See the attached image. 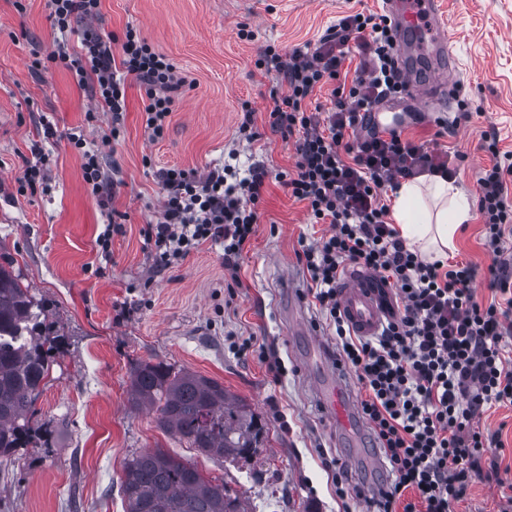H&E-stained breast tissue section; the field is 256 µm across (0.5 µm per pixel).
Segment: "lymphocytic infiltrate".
<instances>
[{"instance_id": "1", "label": "lymphocytic infiltrate", "mask_w": 512, "mask_h": 512, "mask_svg": "<svg viewBox=\"0 0 512 512\" xmlns=\"http://www.w3.org/2000/svg\"><path fill=\"white\" fill-rule=\"evenodd\" d=\"M49 8L54 27L65 32L97 18L101 0H49ZM355 48L362 61L351 83L332 90L330 108L308 111L315 88L337 81ZM393 48L388 17L357 12L342 17L315 46L286 53L265 46L255 66L287 87L273 97L270 125L294 139L298 159L294 172L276 178L305 203L311 223L329 227L319 238L301 240L298 260L308 275L307 296L335 333L337 364L354 373L362 392L359 413L388 463L377 512H455L470 475L484 472L485 454L502 446L499 433L480 427L481 414L512 406V346L506 342L512 335V163L502 162L497 138L485 139L481 148L492 164L478 179V207L491 256L488 287L496 295L486 303L473 287L475 266L423 260L388 220L383 194L400 180L454 174L447 153L401 132L358 134L361 112L406 90ZM121 50L114 56L111 39L88 30L79 53L60 47L32 66H63L78 86H90L116 131L126 111V83L137 82L147 99L145 127L152 140L162 139L174 96L187 80L135 29H126ZM269 176L260 166L243 177L227 167L204 175L159 170L166 193L161 217L142 230L157 269L209 243L222 248L225 270L237 272L258 230ZM349 265L375 272L396 290L395 315L379 336L354 335L341 312L337 285Z\"/></svg>"}]
</instances>
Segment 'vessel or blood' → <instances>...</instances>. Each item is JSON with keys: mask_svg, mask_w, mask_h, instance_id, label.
<instances>
[{"mask_svg": "<svg viewBox=\"0 0 512 512\" xmlns=\"http://www.w3.org/2000/svg\"><path fill=\"white\" fill-rule=\"evenodd\" d=\"M391 19L399 65L406 85V106L374 104L366 114L364 131L379 135L399 128L418 112L433 111L437 101L453 99L458 61L451 46V31L442 22L440 0H382ZM340 304L353 332L377 335L391 320L395 308L390 293L377 276L355 266L347 267L339 283ZM324 410L340 430L356 425L346 387L334 373H326L313 386Z\"/></svg>", "mask_w": 512, "mask_h": 512, "instance_id": "b4317fda", "label": "vessel or blood"}]
</instances>
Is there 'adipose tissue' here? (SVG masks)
<instances>
[{"mask_svg":"<svg viewBox=\"0 0 512 512\" xmlns=\"http://www.w3.org/2000/svg\"><path fill=\"white\" fill-rule=\"evenodd\" d=\"M393 197L391 217L400 237L430 262L447 259L456 231L473 218L467 196L438 175L401 182Z\"/></svg>","mask_w":512,"mask_h":512,"instance_id":"ef3b65f1","label":"adipose tissue"}]
</instances>
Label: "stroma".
Returning <instances> with one entry per match:
<instances>
[{
    "label": "stroma",
    "mask_w": 512,
    "mask_h": 512,
    "mask_svg": "<svg viewBox=\"0 0 512 512\" xmlns=\"http://www.w3.org/2000/svg\"><path fill=\"white\" fill-rule=\"evenodd\" d=\"M48 0H0V260L12 261L23 287L43 307L48 332L62 346L29 417L30 440L13 461L0 463V512H124L119 492L124 465L134 454L161 448L223 481L244 512H374L375 490L386 467L368 429L337 432L311 396L319 367L317 346L335 349L332 331L306 298V276L296 252L300 237L323 232L309 225L306 205L268 180L256 235L238 260L237 275L224 268L221 248L203 244L166 271H157L141 233L159 217L165 192L156 174L179 167L206 173L232 165L294 172L293 141L270 126V90L277 80L254 66L268 44L283 50L318 40L355 11H379V0H101L82 30L120 38L134 28L190 80L177 97L163 139L145 127L146 97L126 87L119 138L111 120L71 73L31 68L33 51L49 53L60 35L48 18ZM459 59L457 101L441 118L414 117L405 137L461 153L455 180L477 198L480 170L490 166L482 139L497 135L512 153V0H443ZM249 25L253 40L238 36ZM477 112L457 123L460 101ZM254 111L259 134L237 147L242 103ZM96 111L95 125L85 114ZM55 127L46 137L42 118ZM445 120L438 129L437 120ZM83 128L102 156L108 203L93 195L82 158L66 134ZM49 155L48 190L20 192L18 179L34 147ZM123 214L125 231L103 258L96 238L110 212ZM450 261L477 271L473 286L487 301L483 219L474 215L455 238ZM265 338L285 369L273 375L258 358L242 356L243 336ZM162 361L223 383L249 403L265 426L256 455L223 462L208 459L161 429L154 411L132 408L129 371L141 361ZM482 428L501 434L496 457L503 483L469 478L459 512H498L502 484H512V407L493 408ZM338 459L334 482L324 460Z\"/></svg>",
    "instance_id": "35a3bbf8"
}]
</instances>
